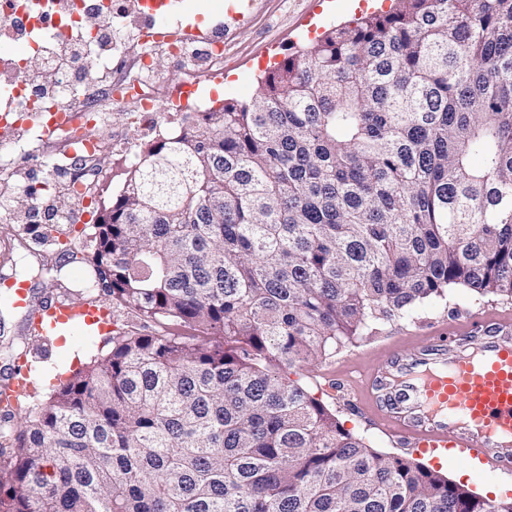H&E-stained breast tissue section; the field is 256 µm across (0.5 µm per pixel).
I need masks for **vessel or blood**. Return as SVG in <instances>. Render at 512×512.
Here are the masks:
<instances>
[{
	"mask_svg": "<svg viewBox=\"0 0 512 512\" xmlns=\"http://www.w3.org/2000/svg\"><path fill=\"white\" fill-rule=\"evenodd\" d=\"M256 2L226 0L225 27L243 26ZM78 318L95 323L97 310L76 312L58 302L39 315L53 331ZM472 331L475 338L466 343L445 331L426 346L409 342L360 371L350 387L360 410L385 433L424 453L453 448L506 472L512 470V318Z\"/></svg>",
	"mask_w": 512,
	"mask_h": 512,
	"instance_id": "b4317fda",
	"label": "vessel or blood"
}]
</instances>
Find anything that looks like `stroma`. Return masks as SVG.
<instances>
[{
    "mask_svg": "<svg viewBox=\"0 0 512 512\" xmlns=\"http://www.w3.org/2000/svg\"><path fill=\"white\" fill-rule=\"evenodd\" d=\"M360 0H259L250 22L227 35L224 46L223 78L191 73L185 64L175 62L171 49L155 44L150 64L165 93H172L189 78L205 86L210 108L227 100H247L254 93L260 76L306 43L318 40L337 23L363 16ZM181 25L197 28L213 36L224 33V0H181ZM99 112L88 127L102 143L94 160L71 161L61 170L51 205L63 206L72 214L83 215V223L62 222L47 231L44 218H33L28 194L40 193L42 181L53 162L63 157V142L36 140L27 128L28 119L11 113L8 125H0V145L26 143L27 151L13 164L0 166V280L23 282L30 304L38 306L60 298L79 306L100 302L115 330H135L155 334L163 324L138 317L131 308L113 304L103 291H86L82 283L89 275L87 258L96 249L94 225L102 208L110 206L121 192L134 162L126 151L134 145L145 150L156 140L141 125L132 105L100 99ZM78 179L85 203H76L68 194L71 179ZM488 311L512 312V298L489 295L474 297L468 289H449L445 298L424 303L411 317L379 325L372 334L356 337L351 343L313 364L291 368V378L300 382L314 397L331 409L341 425L363 436L377 451L392 453L421 462L440 471L450 481L466 486L490 503L512 498V474L487 469L477 461H463L452 454H419L401 440L388 436L366 420L349 390L348 377L358 367L381 360L390 350L403 349L409 339L430 336L439 327H456ZM28 309L12 305L10 291L0 287V376L11 372L17 359L33 363L35 374L44 382L38 396L20 388L11 399L6 424H0V450L10 447L26 416L47 401L50 381L104 355L109 345L99 333L82 324H73L45 338L29 336Z\"/></svg>",
    "mask_w": 512,
    "mask_h": 512,
    "instance_id": "35a3bbf8",
    "label": "stroma"
}]
</instances>
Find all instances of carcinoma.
Wrapping results in <instances>:
<instances>
[{
	"label": "carcinoma",
	"mask_w": 512,
	"mask_h": 512,
	"mask_svg": "<svg viewBox=\"0 0 512 512\" xmlns=\"http://www.w3.org/2000/svg\"><path fill=\"white\" fill-rule=\"evenodd\" d=\"M86 288L115 332L28 416L0 512H512L283 368L451 285L512 297V0H398L144 150Z\"/></svg>",
	"instance_id": "obj_1"
}]
</instances>
